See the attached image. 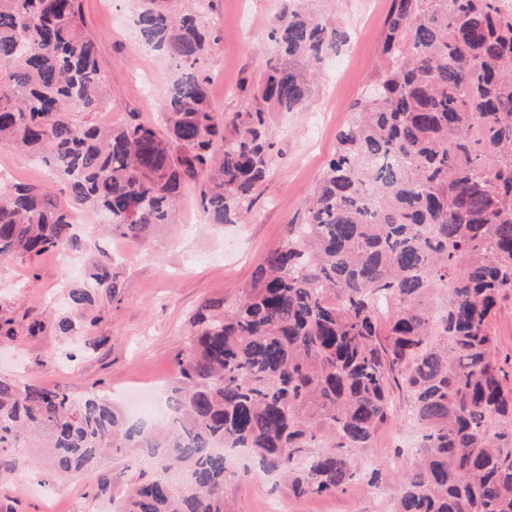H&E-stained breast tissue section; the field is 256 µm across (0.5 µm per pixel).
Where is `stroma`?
<instances>
[{"instance_id":"obj_1","label":"stroma","mask_w":512,"mask_h":512,"mask_svg":"<svg viewBox=\"0 0 512 512\" xmlns=\"http://www.w3.org/2000/svg\"><path fill=\"white\" fill-rule=\"evenodd\" d=\"M136 5V0H82L86 30L98 42L102 75L112 89L111 106L96 116L102 125L118 123L129 112L158 122L169 87L179 76L168 59L142 55L133 24ZM283 5L284 0H212L202 13V20L222 34L203 61L218 111L242 110L247 104L244 80L255 78L267 60L276 58L267 22ZM309 7L324 21L340 25L348 41L325 61L305 111L274 118L271 134L279 152L248 221L209 224L196 189L190 188L180 199L178 223L157 228L147 240L112 235L84 214L82 251L65 247L29 262H0V315L14 322L13 335L0 336V377L57 387L76 398L97 391L117 402L126 389H163L177 376L189 314L204 298L249 284L266 251L284 238L311 193L353 104L385 64L381 41L390 0H311ZM142 73L155 82L149 103L137 81ZM0 170L14 181L60 190L44 166L5 146L0 147ZM100 264L118 273L123 297L117 303L99 292L91 308L77 315V322L90 324L89 337L68 338L50 327L30 333L34 322L66 314L70 289L89 280ZM391 399L393 416L364 457L405 468L410 461L400 449L409 431L403 414L409 397L395 389ZM109 470L122 478L97 504L102 512H112L115 500L138 476L123 456H105L97 469L66 476L46 461H34L22 475L0 478V512H84L86 489ZM392 496L389 490L376 494L359 486L297 500L286 486L258 472L224 489L228 512H265L270 500L280 512H391Z\"/></svg>"}]
</instances>
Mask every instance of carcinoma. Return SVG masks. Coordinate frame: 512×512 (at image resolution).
<instances>
[{
    "label": "carcinoma",
    "mask_w": 512,
    "mask_h": 512,
    "mask_svg": "<svg viewBox=\"0 0 512 512\" xmlns=\"http://www.w3.org/2000/svg\"><path fill=\"white\" fill-rule=\"evenodd\" d=\"M304 2L268 21L281 58L243 110L224 114L202 68L217 29L141 0L140 45L180 77L161 125L131 112L101 126L92 115L112 98L81 0H0V145L39 156L65 194L0 178V261L81 249L78 210L145 238L176 223L189 184L210 223L249 216L273 116L306 108L316 70L346 41ZM382 55L300 219L246 287L189 315L170 420H130L96 391L76 399L0 378L1 474L30 465L10 449L34 436L66 473L138 448L140 481L114 512H226L224 486L249 470L216 448H243L297 499L393 481L392 512H512V388L490 328L512 292V11L500 0H392ZM100 288L120 295L105 266L69 291L70 311ZM53 327L88 334L69 314ZM393 383L409 393L420 447L406 472L368 473L355 452L391 418Z\"/></svg>",
    "instance_id": "cac0c4a2"
}]
</instances>
